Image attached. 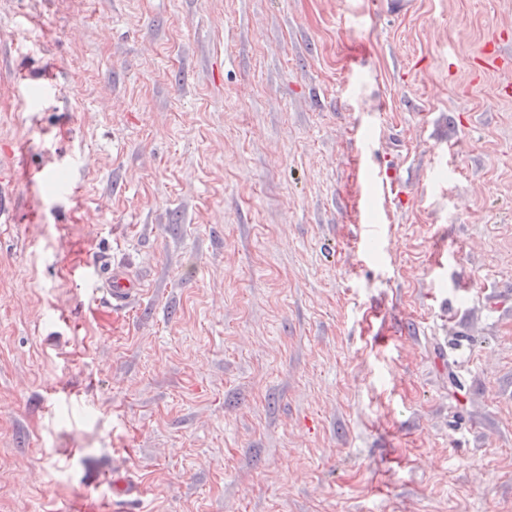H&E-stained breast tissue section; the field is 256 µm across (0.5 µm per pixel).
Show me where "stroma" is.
<instances>
[{
	"label": "stroma",
	"mask_w": 512,
	"mask_h": 512,
	"mask_svg": "<svg viewBox=\"0 0 512 512\" xmlns=\"http://www.w3.org/2000/svg\"><path fill=\"white\" fill-rule=\"evenodd\" d=\"M0 46V512L116 471L127 512H512V0H0ZM101 280L100 291L105 293L112 311H126L133 299L143 298L142 283L134 278L128 270L118 264L109 266Z\"/></svg>",
	"instance_id": "1"
}]
</instances>
